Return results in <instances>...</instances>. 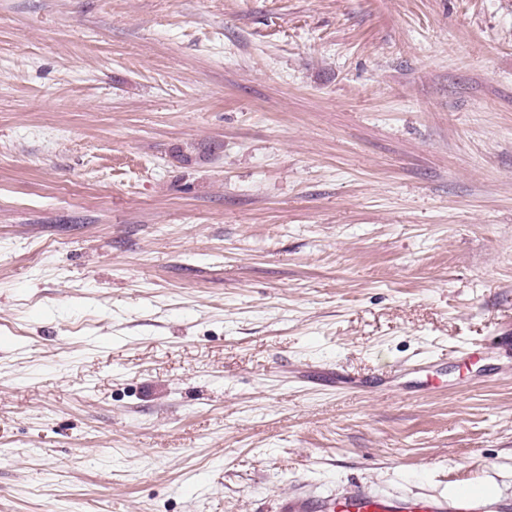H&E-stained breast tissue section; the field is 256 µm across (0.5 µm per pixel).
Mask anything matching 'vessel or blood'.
Returning a JSON list of instances; mask_svg holds the SVG:
<instances>
[{
	"instance_id": "b4317fda",
	"label": "vessel or blood",
	"mask_w": 512,
	"mask_h": 512,
	"mask_svg": "<svg viewBox=\"0 0 512 512\" xmlns=\"http://www.w3.org/2000/svg\"><path fill=\"white\" fill-rule=\"evenodd\" d=\"M276 512H512V497L459 484L452 494H387L359 481L344 490L317 492L299 487L281 496Z\"/></svg>"
}]
</instances>
